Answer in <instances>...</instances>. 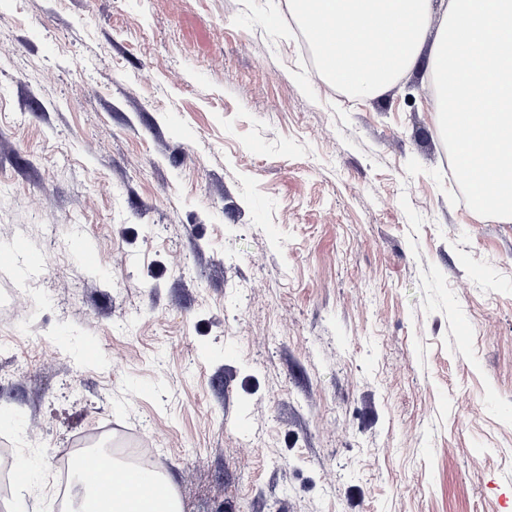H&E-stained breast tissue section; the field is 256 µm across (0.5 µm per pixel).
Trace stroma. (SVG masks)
I'll return each mask as SVG.
<instances>
[{
	"instance_id": "35a3bbf8",
	"label": "stroma",
	"mask_w": 512,
	"mask_h": 512,
	"mask_svg": "<svg viewBox=\"0 0 512 512\" xmlns=\"http://www.w3.org/2000/svg\"><path fill=\"white\" fill-rule=\"evenodd\" d=\"M438 34L352 97L288 0H0L6 512L83 444L180 512H512V223L452 173ZM109 461L112 463L113 470L120 469L129 474L144 472L148 476L155 478L164 488L163 490L162 487L154 483L148 476L142 477L139 481V487L143 493L154 500H158L164 495L162 501H158L155 504L143 502L136 493L131 492L125 498L118 499L112 504V512H178L173 488L155 464H124L114 459L112 461L109 459Z\"/></svg>"
}]
</instances>
